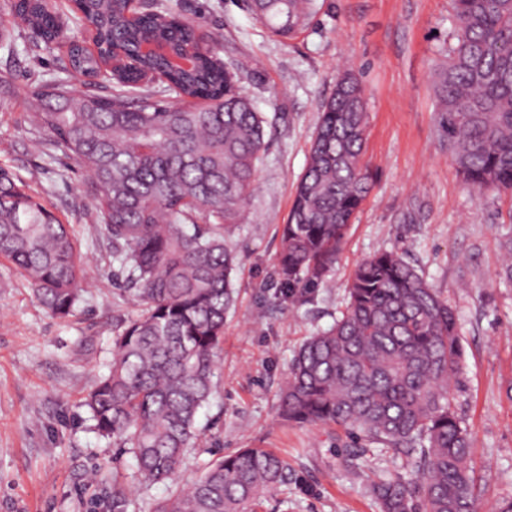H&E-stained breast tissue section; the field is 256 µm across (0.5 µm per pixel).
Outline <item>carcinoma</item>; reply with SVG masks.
<instances>
[{"label":"carcinoma","instance_id":"1","mask_svg":"<svg viewBox=\"0 0 512 512\" xmlns=\"http://www.w3.org/2000/svg\"><path fill=\"white\" fill-rule=\"evenodd\" d=\"M76 24L96 34L99 55L76 58L85 70L113 52L134 62L112 78V93L87 95L64 84L37 89L30 116L93 179L91 208L126 273L137 310L112 336L108 373L85 406L97 433L133 456L149 483L173 482L203 444L199 410L209 401L235 307L237 258L224 231L244 216L265 148V120L239 88L199 26L177 13L135 11L129 0H77ZM18 23L44 44L76 43L52 0H13ZM456 43L436 70L438 124L448 154L472 187L512 193V0H453ZM271 34L291 39L317 12L316 0H251ZM191 49L194 65L176 70L144 43ZM361 81L343 72L311 142L288 220L281 229L282 287L323 282L370 190L363 161ZM498 272L512 284V235L501 242ZM0 257L29 282L52 316L81 300L84 261L67 225L0 168ZM463 370L456 311L396 251L359 262L333 324L295 351L279 392L280 417L333 423L405 460L413 477H380L371 492L381 512H479L473 439L452 386ZM286 462L266 448H241L175 485L149 512H242L288 485ZM114 476L112 509L125 512Z\"/></svg>","mask_w":512,"mask_h":512}]
</instances>
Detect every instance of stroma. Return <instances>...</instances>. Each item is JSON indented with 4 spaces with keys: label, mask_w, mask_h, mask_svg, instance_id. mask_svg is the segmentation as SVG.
<instances>
[{
    "label": "stroma",
    "mask_w": 512,
    "mask_h": 512,
    "mask_svg": "<svg viewBox=\"0 0 512 512\" xmlns=\"http://www.w3.org/2000/svg\"><path fill=\"white\" fill-rule=\"evenodd\" d=\"M217 36L224 61L266 121L268 144L244 221L225 235L239 259L238 301L224 326L223 368L197 426L223 454L268 448L291 472L261 512H380L372 480L404 474L401 460L366 450L333 424L278 416L294 350L344 305L356 264L395 250L459 315L463 348L457 409L473 438L480 512L512 500V286L498 272L512 196L477 192L457 174L433 90L457 20L451 0H319L296 39L281 41L248 0H155ZM65 44L31 33L0 44V166L23 178L67 224L86 261L83 298L51 317L0 258V512H112V473L133 474L131 455L93 430L83 399L112 358L115 326L134 311L111 283L112 248L89 201L88 173L47 151L28 123L35 87L81 89ZM360 72L366 103L364 161L375 174L325 283L287 293L276 256L321 106L344 66Z\"/></svg>",
    "instance_id": "obj_1"
}]
</instances>
